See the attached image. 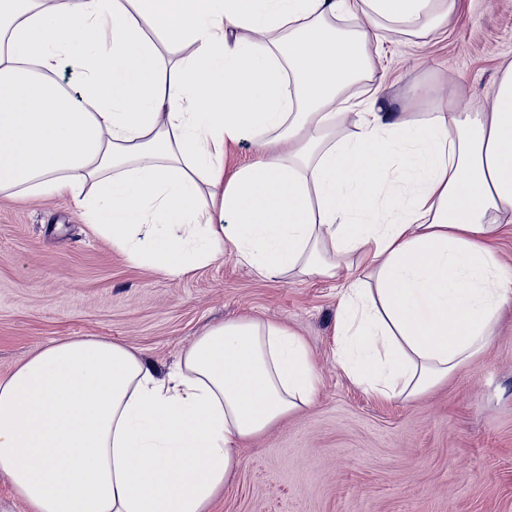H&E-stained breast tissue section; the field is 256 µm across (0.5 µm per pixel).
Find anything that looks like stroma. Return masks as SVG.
<instances>
[{
  "instance_id": "35a3bbf8",
  "label": "stroma",
  "mask_w": 512,
  "mask_h": 512,
  "mask_svg": "<svg viewBox=\"0 0 512 512\" xmlns=\"http://www.w3.org/2000/svg\"><path fill=\"white\" fill-rule=\"evenodd\" d=\"M376 81L419 119L448 97L480 110L512 65V0H457L425 36L381 35ZM339 281L272 279L232 244L171 278L132 264L67 196H0V376L42 346L105 337L158 374L210 327L276 322L321 377L308 407L245 442L212 512H512V308L485 352L408 402H382L336 360Z\"/></svg>"
}]
</instances>
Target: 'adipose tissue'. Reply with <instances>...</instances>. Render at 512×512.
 Here are the masks:
<instances>
[{
  "label": "adipose tissue",
  "mask_w": 512,
  "mask_h": 512,
  "mask_svg": "<svg viewBox=\"0 0 512 512\" xmlns=\"http://www.w3.org/2000/svg\"><path fill=\"white\" fill-rule=\"evenodd\" d=\"M455 5L0 0V195L71 197L173 277L228 242L269 277L367 263L370 283L342 293L338 361L376 399L426 393L512 302L489 243L512 223V67L482 112L413 120L353 88L374 79L371 30L419 36ZM247 134L256 160L225 173ZM319 385L271 322L208 329L163 378L121 343L59 340L0 377V470L26 512H209L237 448Z\"/></svg>",
  "instance_id": "1"
}]
</instances>
